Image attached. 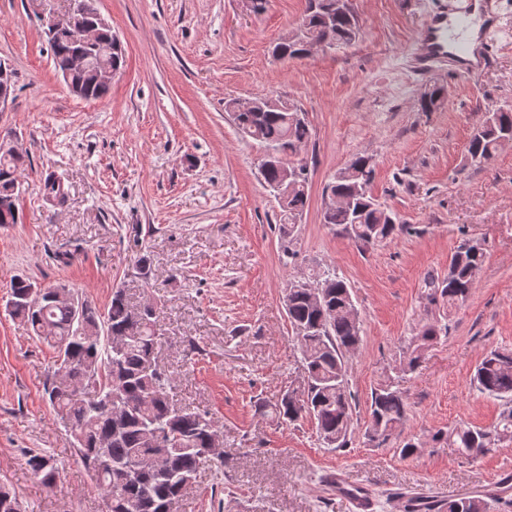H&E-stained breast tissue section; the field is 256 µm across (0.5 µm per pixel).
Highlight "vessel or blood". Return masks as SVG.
Listing matches in <instances>:
<instances>
[{
  "label": "vessel or blood",
  "mask_w": 512,
  "mask_h": 512,
  "mask_svg": "<svg viewBox=\"0 0 512 512\" xmlns=\"http://www.w3.org/2000/svg\"><path fill=\"white\" fill-rule=\"evenodd\" d=\"M484 12L488 17L480 39L476 60H469L471 52L463 35L471 25V9L460 6L454 9L440 6L433 10L417 40L416 69L420 74H427L437 62L448 63L457 77L465 78L476 75L488 67L494 60L493 31L498 28L493 0H483ZM336 492L349 499L354 512H370L372 499L365 488L349 483L344 477H336Z\"/></svg>",
  "instance_id": "obj_1"
}]
</instances>
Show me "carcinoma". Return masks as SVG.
I'll return each instance as SVG.
<instances>
[{
    "label": "carcinoma",
    "instance_id": "1",
    "mask_svg": "<svg viewBox=\"0 0 512 512\" xmlns=\"http://www.w3.org/2000/svg\"><path fill=\"white\" fill-rule=\"evenodd\" d=\"M299 26L311 38L327 36L336 46L353 43L359 34L352 9L336 10V0H308ZM55 69L69 66L70 45L65 30L49 39ZM302 44L286 35L273 54L299 58ZM85 100L105 98L110 87L91 75L76 77ZM444 102V88L435 87L421 100V110L433 112ZM237 128L262 147L273 149L261 165L263 183L281 209L280 231L285 242L293 241L297 224L309 206L308 183L288 188L287 169L309 172L300 148L311 137L303 113L278 97L257 100L251 112L234 110V99L224 101ZM512 142V110L486 113L469 140L471 162L488 161L506 142ZM31 165L29 153L0 155V198L14 195L15 178ZM374 167L366 156L355 157L342 168L326 190L349 198L345 206L325 207L322 223L336 228L363 247L381 243L408 230L397 223L371 194ZM45 200L62 205L66 192L61 178L49 172L42 179ZM484 261L481 245L465 242L451 256L448 273L427 281V298L451 309L469 296L477 271ZM352 294L346 281L328 268L315 267L290 285L285 295L288 321L300 345L304 371L302 389L290 391L281 400L279 413L290 421L308 414L316 423L320 440L329 448H345L353 433V395L349 387V357L361 341V324L352 313ZM11 313L24 320L33 334L53 347L54 369L44 392L55 413L73 436L82 461L105 498L107 512H172L197 479L205 458L211 455L215 424L208 413L176 406L169 398L173 375L158 364L161 330L154 305L134 309L123 291L116 288L106 310L101 312L87 299L78 305L57 303L50 288H35L26 279L11 285ZM437 322L423 324L412 336L397 370L413 372L439 338ZM473 385L481 393L504 402L499 419L491 428H454L434 439L466 457H477L503 441H512V349L487 352L475 368ZM403 392L389 384L372 394L368 440L382 443L398 431L407 418ZM27 465L42 484L52 487L60 478L53 457L31 451ZM489 494L463 496L442 504V512H489ZM0 512H21L15 493L0 486Z\"/></svg>",
    "mask_w": 512,
    "mask_h": 512
}]
</instances>
